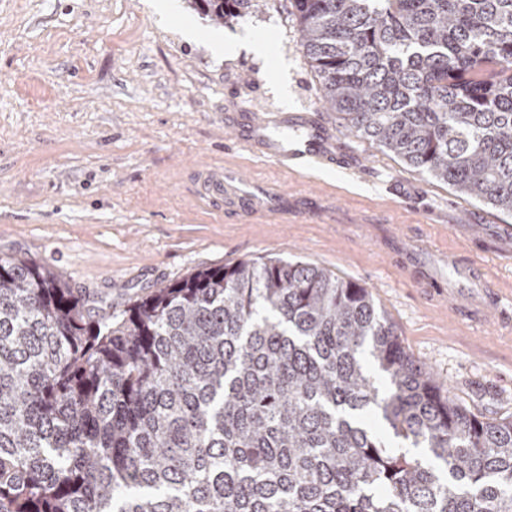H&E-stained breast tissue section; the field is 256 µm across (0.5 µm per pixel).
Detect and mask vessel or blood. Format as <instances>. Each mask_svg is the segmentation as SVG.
<instances>
[{
	"mask_svg": "<svg viewBox=\"0 0 512 512\" xmlns=\"http://www.w3.org/2000/svg\"><path fill=\"white\" fill-rule=\"evenodd\" d=\"M245 143L269 161L288 166L336 165L341 161L329 131L317 124L308 112H295L286 118L251 119ZM198 193L209 203H223L225 209L243 207L266 214L287 212L288 201L282 190L262 183H247L241 175L222 167L208 169L200 179ZM458 294L472 296L486 282L479 268L458 265L449 259Z\"/></svg>",
	"mask_w": 512,
	"mask_h": 512,
	"instance_id": "b4317fda",
	"label": "vessel or blood"
}]
</instances>
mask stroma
Wrapping results in <instances>:
<instances>
[{"instance_id":"stroma-1","label":"stroma","mask_w":512,"mask_h":512,"mask_svg":"<svg viewBox=\"0 0 512 512\" xmlns=\"http://www.w3.org/2000/svg\"><path fill=\"white\" fill-rule=\"evenodd\" d=\"M0 0V251L58 271L121 306L192 271L300 259L367 288L413 359L456 402L512 420V238L500 215L351 135L321 98L290 0L217 22L178 0ZM269 39L272 55L223 41ZM287 67L288 96L274 83ZM308 107L346 167L291 170L244 146L227 121ZM221 166L288 194L284 215L225 212L196 168ZM430 293L398 258L411 243ZM454 253L489 282L464 316L449 301Z\"/></svg>"}]
</instances>
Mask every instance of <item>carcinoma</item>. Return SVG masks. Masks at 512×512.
<instances>
[{"label":"carcinoma","mask_w":512,"mask_h":512,"mask_svg":"<svg viewBox=\"0 0 512 512\" xmlns=\"http://www.w3.org/2000/svg\"><path fill=\"white\" fill-rule=\"evenodd\" d=\"M291 6L346 130L512 216V0ZM0 512H512V421L455 402L371 292L309 262L114 308L0 254Z\"/></svg>","instance_id":"obj_1"}]
</instances>
